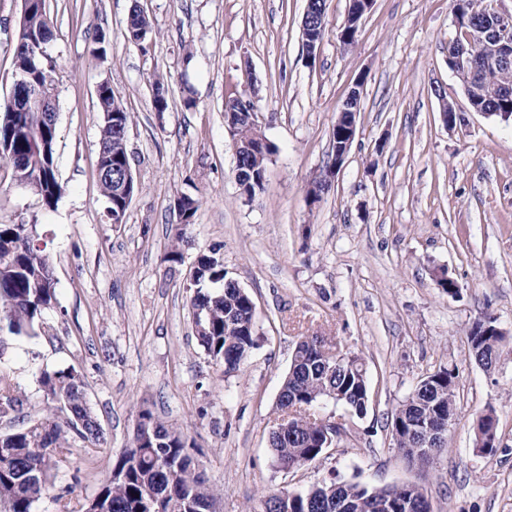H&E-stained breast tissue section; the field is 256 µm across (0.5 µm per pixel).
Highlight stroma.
I'll return each instance as SVG.
<instances>
[{
    "label": "stroma",
    "mask_w": 512,
    "mask_h": 512,
    "mask_svg": "<svg viewBox=\"0 0 512 512\" xmlns=\"http://www.w3.org/2000/svg\"><path fill=\"white\" fill-rule=\"evenodd\" d=\"M307 0H45L57 63L56 170L62 194L42 204L0 161V224H33L55 289L30 336L0 353L19 403L0 433L44 418L42 372L72 369L104 445L72 442L52 490L33 512H80L129 447L140 408L180 428L219 491L213 512H256L261 497L330 479L370 488L412 484L432 512H512V121L474 112L448 67L456 36L450 0H374L356 44L340 42L349 0H325L327 30L308 60ZM149 16L127 35L133 6ZM21 0H0V103L15 81ZM105 37L106 53L95 51ZM163 78L168 108L155 111ZM108 82L132 121L127 148L138 189L109 223L98 179ZM363 82L347 161L319 202L309 183L330 163L332 126ZM242 97L275 151L264 190L243 203L224 103ZM448 101L463 120L447 128ZM199 202L192 224L176 201ZM179 248L181 263L169 262ZM218 251L256 305L258 346L235 373L200 345L190 272ZM445 271L458 290L438 288ZM493 316L505 339L494 371L476 364L467 332ZM324 336L361 356L364 416L317 405L347 436L308 467L275 469L268 436L297 342ZM455 369V422L445 451L404 457L395 412L440 367ZM494 409L500 446L475 451L474 424ZM312 18L311 9L307 8L302 19L300 34L303 46L305 47L309 58L312 56H317V52L323 41V38H316L315 26L313 27Z\"/></svg>",
    "instance_id": "stroma-1"
}]
</instances>
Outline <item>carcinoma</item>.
Returning <instances> with one entry per match:
<instances>
[{
  "mask_svg": "<svg viewBox=\"0 0 512 512\" xmlns=\"http://www.w3.org/2000/svg\"><path fill=\"white\" fill-rule=\"evenodd\" d=\"M494 0H450L457 29L455 47L486 34ZM151 21L142 10H132L127 27L130 39H146ZM53 40V30L46 13L45 0H35L33 11L18 31L14 50L15 71L29 73L25 92L36 97L56 89V64L52 58L31 65V42ZM474 107L482 112L512 114V66L499 70L492 79L476 85L472 93ZM239 99L228 100L224 111L236 125L242 179V194L253 201L264 190V177L271 150H262L252 139L249 113L238 109ZM98 111L112 114L102 119L99 157L106 174L99 179L103 196L112 198L114 165L123 163L127 147L120 144L118 129L126 128L131 115L114 92L98 101ZM57 130L49 126L41 112H11L0 107V143L23 161L14 172L20 185L30 188L43 205L58 201L62 187L53 169ZM194 278L196 291L191 298L192 311L199 312L201 331L197 335L206 354L215 362L240 369L256 348L254 316L250 294L237 283L226 281L224 265L209 254L198 259ZM54 298L49 259L33 242V228L25 224H0V347L14 337L29 336L33 325ZM496 320L486 316L469 328L470 354L474 361L490 369L499 355L504 339L487 326ZM298 364L288 370L277 402V416L289 405L316 406L335 392V402L347 406L356 416L366 412L367 376L364 363L357 356H345L322 336L301 340L296 346ZM41 388L48 401L67 407L68 420L57 421L50 415L28 427L0 434V509L3 512H31L32 504L50 490L53 471L67 462L70 439L76 437L96 447L102 441L97 417L87 402L84 382L72 370L44 372ZM456 372L443 367L428 381L421 380L405 404L397 410L409 423L454 415ZM19 400L11 395L10 384L0 378V411L15 409ZM138 418L154 432L148 446L132 441L130 448L117 458L110 475L97 496L82 506L80 512H143V502L162 499V512H205L215 498L196 464L194 446L175 426L157 419L148 409ZM327 428L302 411L293 417L288 429L275 423L268 442L277 469L288 470L293 462L316 460L324 452ZM37 472L31 480L28 473ZM267 512H431L430 504L419 489L409 485L367 488L357 482L329 481L304 492H297L281 506L269 500Z\"/></svg>",
  "mask_w": 512,
  "mask_h": 512,
  "instance_id": "carcinoma-1",
  "label": "carcinoma"
}]
</instances>
